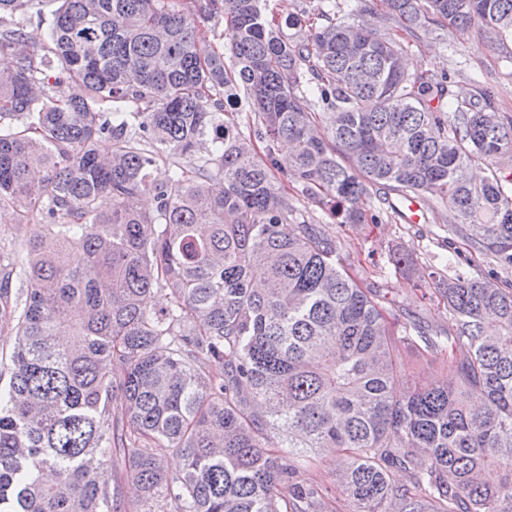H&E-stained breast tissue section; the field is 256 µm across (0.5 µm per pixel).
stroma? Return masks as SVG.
Returning <instances> with one entry per match:
<instances>
[{
	"label": "stroma",
	"instance_id": "obj_1",
	"mask_svg": "<svg viewBox=\"0 0 512 512\" xmlns=\"http://www.w3.org/2000/svg\"><path fill=\"white\" fill-rule=\"evenodd\" d=\"M397 38L406 50L409 71L426 69L447 75L453 97L461 101L472 98L479 86H487L498 111L512 113V52L493 49L478 27L436 30L417 37L401 31ZM367 206L380 212L381 223L336 227L343 264L349 266L351 273L387 289L390 297L397 300L403 320L423 326L447 325L442 304L437 298L422 295L421 274L437 271L448 276L478 270L487 273L493 268L491 259L473 251L462 237L450 235L454 219L449 212L428 210L419 223L413 224L393 212L380 191L372 192ZM404 248L412 252L414 265L399 272L390 256ZM335 458L332 449H321L299 469L297 478L305 484L321 482L331 487L330 512H342L344 503L335 489Z\"/></svg>",
	"mask_w": 512,
	"mask_h": 512
}]
</instances>
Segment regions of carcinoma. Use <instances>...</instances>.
<instances>
[{
	"label": "carcinoma",
	"mask_w": 512,
	"mask_h": 512,
	"mask_svg": "<svg viewBox=\"0 0 512 512\" xmlns=\"http://www.w3.org/2000/svg\"><path fill=\"white\" fill-rule=\"evenodd\" d=\"M42 2L0 0V210L37 218L27 257L0 256V512H126L117 456L139 512H328L296 478L318 448L345 512H512V283L430 272L448 328L414 336L329 228L379 223L374 189L421 197L512 272V115L406 73L393 37L476 25L505 49L512 0H382L378 27L327 0L305 40L263 0H61L37 48L16 14ZM221 16L210 54L200 20ZM282 140L331 223L277 184ZM404 344L449 380H417Z\"/></svg>",
	"instance_id": "carcinoma-1"
}]
</instances>
